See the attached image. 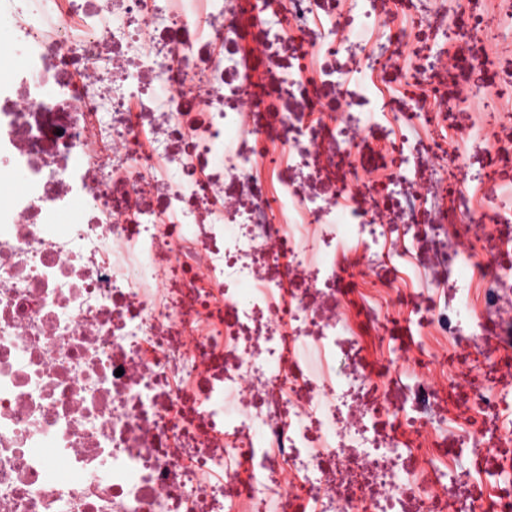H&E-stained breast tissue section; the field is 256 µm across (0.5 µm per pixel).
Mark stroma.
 I'll use <instances>...</instances> for the list:
<instances>
[{
    "label": "stroma",
    "instance_id": "stroma-1",
    "mask_svg": "<svg viewBox=\"0 0 512 512\" xmlns=\"http://www.w3.org/2000/svg\"><path fill=\"white\" fill-rule=\"evenodd\" d=\"M447 28L456 33L455 38L449 41L442 36ZM443 43L448 46V61L454 69L446 103L432 104L431 109L447 112L448 127L453 130L465 123L480 120L482 102L474 98L472 92L476 85L490 82L489 76L456 68V61L487 58L500 76L512 75V30L500 28L473 33L462 29L454 16L433 12L415 29L403 54L391 53L383 44L373 43L368 45L365 52L343 56L341 63L349 69L373 65L383 82L397 83L409 74L419 77L429 75L435 63V52Z\"/></svg>",
    "mask_w": 512,
    "mask_h": 512
}]
</instances>
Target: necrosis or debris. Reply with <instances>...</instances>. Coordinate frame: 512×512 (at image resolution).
Returning <instances> with one entry per match:
<instances>
[{
	"label": "necrosis or debris",
	"instance_id": "obj_1",
	"mask_svg": "<svg viewBox=\"0 0 512 512\" xmlns=\"http://www.w3.org/2000/svg\"><path fill=\"white\" fill-rule=\"evenodd\" d=\"M458 14L512 25V0ZM1 24L0 512H512V184L471 189L512 132L456 161L424 109L445 75L341 66L405 19L0 0ZM365 284L372 329L397 305L452 344L447 388L422 355L366 369L340 315Z\"/></svg>",
	"mask_w": 512,
	"mask_h": 512
}]
</instances>
